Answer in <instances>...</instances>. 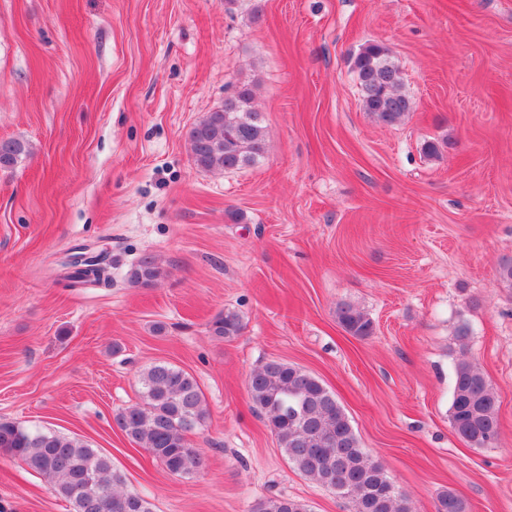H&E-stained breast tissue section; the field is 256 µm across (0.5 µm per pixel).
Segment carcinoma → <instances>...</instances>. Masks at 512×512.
<instances>
[{"mask_svg":"<svg viewBox=\"0 0 512 512\" xmlns=\"http://www.w3.org/2000/svg\"><path fill=\"white\" fill-rule=\"evenodd\" d=\"M361 102L375 122L392 126L413 109L400 66L380 43L364 44L354 59ZM255 85L241 83L224 105L188 131L195 165L206 171L237 170L259 163L267 151V129L253 106ZM28 154L20 140L0 141V168H10ZM68 286L109 281L104 258L84 250L64 263ZM160 276L154 257L145 255L126 272L133 287L149 286ZM336 320L348 334L367 338L373 320L343 302ZM243 330L240 316L226 310L210 323L209 334L232 340ZM140 402L115 416L117 427L148 452L172 476L190 478L204 465L203 452L187 434L209 417L197 380L166 362L153 363L140 376ZM248 392L288 463L306 479L349 500L353 512H413L410 497L394 487L382 464L362 448L336 395L316 376L294 365L270 360L256 369ZM455 435L472 448H492L499 441L498 398L481 369L466 355L453 369L448 409ZM0 454L39 475L74 512H151L141 495L123 489L112 460L76 437L0 422ZM253 512H311L299 499L273 496L258 501ZM434 512H468L465 498L453 489L440 492Z\"/></svg>","mask_w":512,"mask_h":512,"instance_id":"carcinoma-1","label":"carcinoma"}]
</instances>
